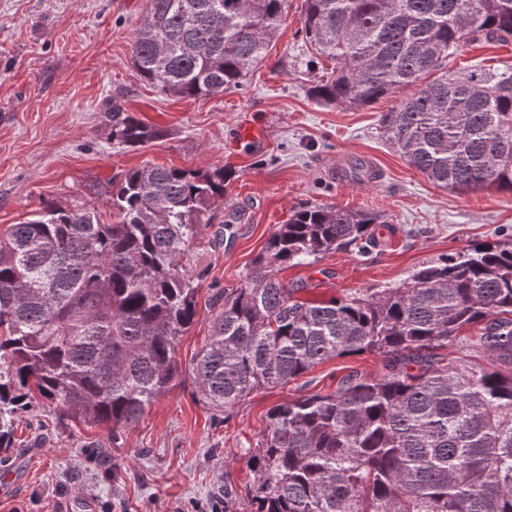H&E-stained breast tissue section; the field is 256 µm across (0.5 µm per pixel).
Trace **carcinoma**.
Instances as JSON below:
<instances>
[{
  "instance_id": "carcinoma-1",
  "label": "carcinoma",
  "mask_w": 512,
  "mask_h": 512,
  "mask_svg": "<svg viewBox=\"0 0 512 512\" xmlns=\"http://www.w3.org/2000/svg\"><path fill=\"white\" fill-rule=\"evenodd\" d=\"M302 31L326 60L310 97L352 108L400 90L381 130L406 163L454 193H512V68L448 70L461 43L512 42V0H303ZM288 0H148L132 67L161 93L208 98L240 87L265 59ZM112 146L166 136L104 103ZM234 171L147 163L112 188V222L46 204L0 231V452L36 401L63 420L106 425L112 441L183 385L175 360L207 269ZM382 216L303 206L238 283L217 292L210 334L189 367L198 400L222 412L262 386L363 353L331 393L273 406L245 460L251 512H512V237L474 243L403 282L327 303L279 274L332 250L368 255ZM479 329L496 364L453 365L440 349Z\"/></svg>"
}]
</instances>
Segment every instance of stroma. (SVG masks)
Wrapping results in <instances>:
<instances>
[{
	"label": "stroma",
	"instance_id": "stroma-1",
	"mask_svg": "<svg viewBox=\"0 0 512 512\" xmlns=\"http://www.w3.org/2000/svg\"><path fill=\"white\" fill-rule=\"evenodd\" d=\"M303 0L288 11L265 61L245 84L206 99L160 93L137 78L130 43L146 0H0V230L35 217L45 202L84 205L111 215L112 183L143 163L195 169L232 168L224 205L236 234L217 253L200 248L209 269L194 324L176 360L188 367L209 334L210 299L235 285L267 239L298 207L327 204L383 214L392 234L367 256L353 249L284 271L306 285L302 298L326 301L386 288L414 270L474 242L512 235V195L456 194L411 168L389 145L381 113L391 95L360 108L321 106L308 94L318 70L302 41ZM512 66V44H465L448 68ZM115 97L163 140L116 149L103 102ZM262 126L259 146L229 150L241 120ZM366 159L380 184H342L339 158ZM383 359L364 353L334 358L286 385L261 388L223 413L193 394L191 383L155 402L120 444L104 426L87 427L37 408L16 419V446L0 457V512H213L225 492L244 494L245 465L274 405L305 393H329L354 370L378 374Z\"/></svg>",
	"mask_w": 512,
	"mask_h": 512
}]
</instances>
